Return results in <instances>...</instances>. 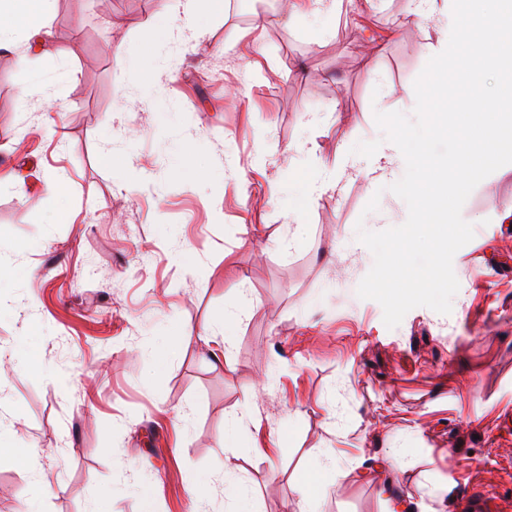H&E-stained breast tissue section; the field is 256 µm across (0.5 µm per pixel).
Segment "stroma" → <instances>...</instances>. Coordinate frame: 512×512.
Here are the masks:
<instances>
[{
  "label": "stroma",
  "mask_w": 512,
  "mask_h": 512,
  "mask_svg": "<svg viewBox=\"0 0 512 512\" xmlns=\"http://www.w3.org/2000/svg\"><path fill=\"white\" fill-rule=\"evenodd\" d=\"M260 2L165 41L167 0H50L45 53L20 30L0 49V512H232L237 493L299 512L312 474L310 512H457L473 488L512 512V164L463 206L450 314L391 330L357 295L356 227L405 222V162L369 174L339 147L366 156L375 113L412 115L440 17L344 0L312 24ZM311 172L336 186L302 212ZM241 304L212 355L197 330ZM37 469L53 492L22 502Z\"/></svg>",
  "instance_id": "stroma-1"
}]
</instances>
